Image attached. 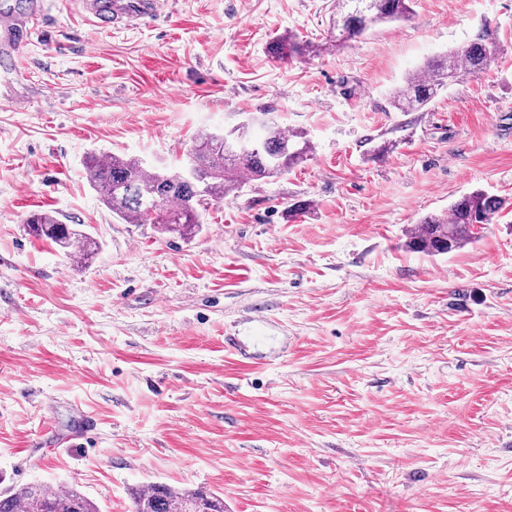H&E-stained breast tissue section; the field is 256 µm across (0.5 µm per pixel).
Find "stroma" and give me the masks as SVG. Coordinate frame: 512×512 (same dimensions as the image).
Wrapping results in <instances>:
<instances>
[{"label": "stroma", "instance_id": "35a3bbf8", "mask_svg": "<svg viewBox=\"0 0 512 512\" xmlns=\"http://www.w3.org/2000/svg\"><path fill=\"white\" fill-rule=\"evenodd\" d=\"M413 10L280 61L277 37L329 36L333 0H169L130 29L48 0L15 59L25 101L0 102V493L74 486L130 512V488L163 483L224 512H512V0ZM479 39L483 73L392 108L409 72ZM262 120L312 151L210 204L192 238L124 223L89 184L88 154L179 167L199 131ZM477 189L506 203L477 242L406 249ZM40 211L83 225L92 256L30 234ZM78 411L94 436L38 445Z\"/></svg>", "mask_w": 512, "mask_h": 512}]
</instances>
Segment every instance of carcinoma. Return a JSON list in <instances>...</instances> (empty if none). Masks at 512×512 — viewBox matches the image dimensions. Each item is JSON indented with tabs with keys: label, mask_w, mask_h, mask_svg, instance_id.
Returning <instances> with one entry per match:
<instances>
[{
	"label": "carcinoma",
	"mask_w": 512,
	"mask_h": 512,
	"mask_svg": "<svg viewBox=\"0 0 512 512\" xmlns=\"http://www.w3.org/2000/svg\"><path fill=\"white\" fill-rule=\"evenodd\" d=\"M412 0H336V35L326 40L281 36L270 46L278 59L319 56L341 49L380 24L408 21L413 15ZM491 53L481 42L463 45L433 59L407 74L392 95L394 108L412 112L427 106L443 87L458 80L463 72L474 76L488 68ZM243 138L257 143V151L230 135L205 131L194 137L188 160L195 176H184V168L146 169L137 159L112 155L104 159L92 154L86 168L90 185L105 206L119 219L145 224L150 211L155 223L167 232L192 236L201 226V209L211 201L239 195L248 181L284 175L304 161L311 145L303 133L284 131L275 123L264 125V134L255 136L250 128ZM503 201L476 190L455 201L448 212L421 219L406 240V247L428 256L457 251L479 238L484 226L502 209ZM29 232L46 238L72 253L79 248L89 254L90 238L78 228L63 223L47 212L27 219ZM132 512H224V498L204 488L152 484L131 489ZM0 512H99V507L72 486L52 491L41 483H28L0 494Z\"/></svg>",
	"instance_id": "1"
}]
</instances>
